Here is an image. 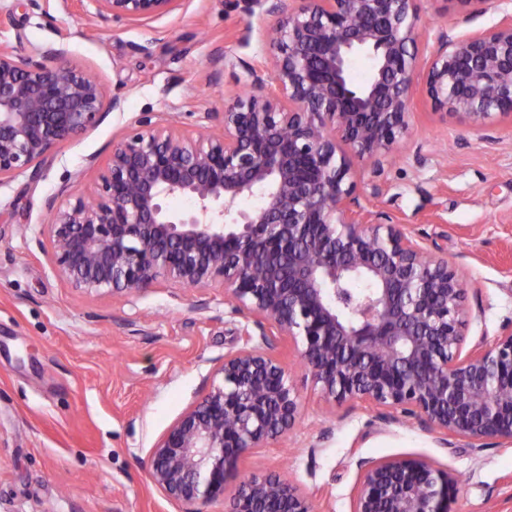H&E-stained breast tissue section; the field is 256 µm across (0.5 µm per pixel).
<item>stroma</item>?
Instances as JSON below:
<instances>
[{
  "label": "stroma",
  "instance_id": "35a3bbf8",
  "mask_svg": "<svg viewBox=\"0 0 512 512\" xmlns=\"http://www.w3.org/2000/svg\"><path fill=\"white\" fill-rule=\"evenodd\" d=\"M424 23L463 34L490 25L496 9L469 18L444 0H421ZM273 14L246 17L233 0H181L140 22L98 16L92 0H43L21 9L0 0V46L64 47L69 59L120 95V109L63 142L38 178L0 185V512H224L192 509L151 482V448L200 392L246 320L220 285L165 283L136 294L70 288L38 246L48 202L63 184L94 185L119 140L145 112L196 131L242 90L225 58L270 66ZM409 139L381 175L365 172L360 202L436 240L466 277V343L492 344L512 323V122L481 138L418 99ZM277 352L302 414L285 440L256 450L237 481L276 474L299 484L316 512H351L362 459L424 456L457 476L453 512H512V447L441 442L416 420L387 423L364 404L328 403L293 343Z\"/></svg>",
  "mask_w": 512,
  "mask_h": 512
}]
</instances>
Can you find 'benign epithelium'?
Here are the masks:
<instances>
[{
  "mask_svg": "<svg viewBox=\"0 0 512 512\" xmlns=\"http://www.w3.org/2000/svg\"><path fill=\"white\" fill-rule=\"evenodd\" d=\"M141 21L179 0H93ZM278 16L262 73L241 60L251 93L206 112L220 132L188 134L142 114L112 147L91 191L52 200L47 249L84 293L144 294L162 282L220 284L231 311L261 330L224 355L212 380L148 456L154 486L194 505L224 497L239 463L284 438L301 402L276 353L297 347L327 401L365 403L439 435L512 445V326L465 345L460 267L390 216L364 213L362 174L384 170L411 133L418 94L476 132L512 118V9L460 35L422 23L419 0H237ZM371 61L366 79L351 63ZM121 107L63 48L0 50V185L40 174L64 141ZM261 202L241 210L239 201ZM187 197L193 208L166 207ZM352 512H451L458 479L422 456L359 462ZM224 512H315L295 482L254 476Z\"/></svg>",
  "mask_w": 512,
  "mask_h": 512,
  "instance_id": "benign-epithelium-1",
  "label": "benign epithelium"
}]
</instances>
